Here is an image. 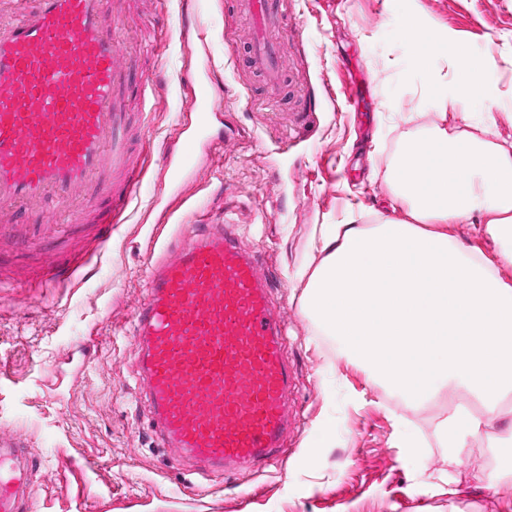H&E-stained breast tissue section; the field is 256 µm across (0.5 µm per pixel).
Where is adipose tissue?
Listing matches in <instances>:
<instances>
[{
    "instance_id": "obj_1",
    "label": "adipose tissue",
    "mask_w": 512,
    "mask_h": 512,
    "mask_svg": "<svg viewBox=\"0 0 512 512\" xmlns=\"http://www.w3.org/2000/svg\"><path fill=\"white\" fill-rule=\"evenodd\" d=\"M493 63L466 57L442 109L483 99L476 77ZM388 183L401 217L322 230L302 310L408 406L448 393L437 435L453 474L461 448L512 399V283L500 274L512 266V148L435 126L403 141ZM454 224L479 225L494 252L449 236ZM488 453L473 480L512 483V421L489 436Z\"/></svg>"
}]
</instances>
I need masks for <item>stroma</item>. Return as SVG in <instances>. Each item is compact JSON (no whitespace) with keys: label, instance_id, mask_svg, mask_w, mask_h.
Wrapping results in <instances>:
<instances>
[{"label":"stroma","instance_id":"obj_1","mask_svg":"<svg viewBox=\"0 0 512 512\" xmlns=\"http://www.w3.org/2000/svg\"><path fill=\"white\" fill-rule=\"evenodd\" d=\"M182 0H122L138 22L124 51L138 66L125 109L148 113L155 149L143 151L141 183L102 251L72 278L42 286L30 256L0 246V431L27 436L35 457L29 512H506L512 484L472 480L486 466V437L462 449L449 484L440 412L411 410L340 357L301 307L312 245L324 225L393 216L388 164L410 133L487 124L512 144V0H284L290 42L288 90L267 92L250 66L248 28L232 0H208V55L181 44ZM418 16L440 29L433 75L414 70L415 45L399 29ZM171 31L145 42L148 28ZM492 52L481 76L485 100L442 113L467 55ZM211 61L213 98L235 134L201 150L177 191L162 173L159 144L177 138L189 65ZM163 77L143 96L150 74ZM492 113H485V101ZM230 218L239 244L276 283L274 304L295 371L289 454L250 473L204 476L172 467L156 445L130 363V320L143 297L148 253L168 238L170 212ZM335 429L328 443L322 430ZM418 441L415 451L404 437ZM320 446L316 456L308 450Z\"/></svg>","mask_w":512,"mask_h":512}]
</instances>
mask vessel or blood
Segmentation results:
<instances>
[{"label":"vessel or blood","mask_w":512,"mask_h":512,"mask_svg":"<svg viewBox=\"0 0 512 512\" xmlns=\"http://www.w3.org/2000/svg\"><path fill=\"white\" fill-rule=\"evenodd\" d=\"M233 7L251 20L254 66L277 87L288 33L273 0ZM108 13V0H29L0 30V242L31 255L53 246L56 258L44 269L50 279L84 264L63 252L76 225H95L103 247L112 214L125 210L139 184L125 139L128 27L107 22ZM189 109L182 149L162 150L175 180L211 123L205 85ZM53 200L69 209L66 223H43ZM171 245L176 256L151 254L146 295L132 315L139 349L131 367L156 441L177 449L178 464L206 474L258 468L282 454L295 422L294 372L272 288L223 220L188 213ZM28 446L0 434V512H19L32 494Z\"/></svg>","instance_id":"1"}]
</instances>
